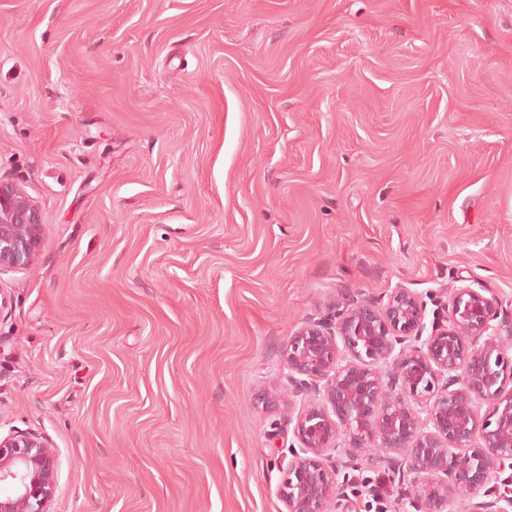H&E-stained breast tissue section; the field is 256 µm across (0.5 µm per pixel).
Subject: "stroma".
<instances>
[{
	"label": "stroma",
	"mask_w": 512,
	"mask_h": 512,
	"mask_svg": "<svg viewBox=\"0 0 512 512\" xmlns=\"http://www.w3.org/2000/svg\"><path fill=\"white\" fill-rule=\"evenodd\" d=\"M0 435L50 512H285L256 392L341 289L512 310V0H0ZM358 512H413L380 461ZM42 229L36 204L19 186L0 178V271L28 265ZM55 493L52 449L29 433L0 437V512H50Z\"/></svg>",
	"instance_id": "35a3bbf8"
}]
</instances>
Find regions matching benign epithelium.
Returning <instances> with one entry per match:
<instances>
[{"mask_svg": "<svg viewBox=\"0 0 512 512\" xmlns=\"http://www.w3.org/2000/svg\"><path fill=\"white\" fill-rule=\"evenodd\" d=\"M42 229L36 204L0 179V271L28 265ZM426 308L403 288L383 302L344 295L288 336L280 358L291 401L272 389L255 397L268 411L288 406L286 512H356L349 471L371 448L388 479L409 481L414 512L457 501L466 512H512V314L468 286L430 327ZM0 486V512H50L52 449L29 433L0 437Z\"/></svg>", "mask_w": 512, "mask_h": 512, "instance_id": "obj_1", "label": "benign epithelium"}]
</instances>
